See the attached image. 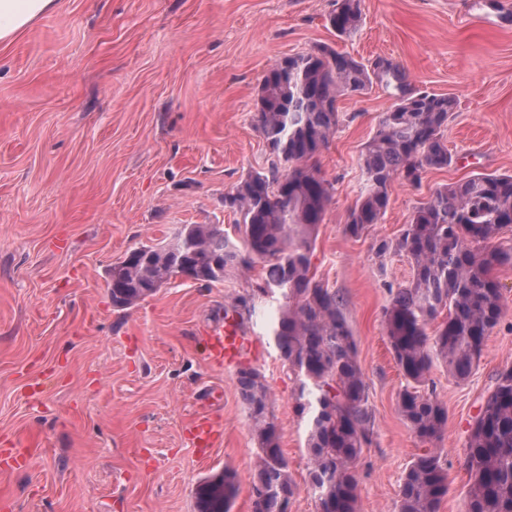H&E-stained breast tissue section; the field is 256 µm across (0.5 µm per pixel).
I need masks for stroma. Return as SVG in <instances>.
<instances>
[{"label":"stroma","mask_w":512,"mask_h":512,"mask_svg":"<svg viewBox=\"0 0 512 512\" xmlns=\"http://www.w3.org/2000/svg\"><path fill=\"white\" fill-rule=\"evenodd\" d=\"M333 0H56L0 43V449L28 446L21 470L0 469L4 512H194L198 482L224 469L251 512L257 460L236 377L256 368L269 386L281 447L298 490L289 512H315L296 383L274 347L273 307L241 328L248 355L212 362L211 327L250 279L203 288L171 279L113 308L108 272L128 251L171 241L187 224L238 238L224 195L272 157L252 123L272 63L327 43L360 61L390 59L417 87L454 97L444 137L454 157L419 187L395 182L380 224L343 232L364 182L361 151L392 104L381 85L339 97L342 124L320 157L334 192L311 257L336 289L357 345L374 417L357 465L360 512H396L401 477L422 445L397 411L405 380L382 317L388 284L409 280L406 257L379 260L439 186L472 174H512V0H361L363 21L337 37ZM504 313L463 382L436 366L448 410L441 446L448 495L462 512L464 444L494 375L512 367V266L496 269ZM223 439L189 443L195 414Z\"/></svg>","instance_id":"1"}]
</instances>
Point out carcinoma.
I'll return each mask as SVG.
<instances>
[{"instance_id":"1","label":"carcinoma","mask_w":512,"mask_h":512,"mask_svg":"<svg viewBox=\"0 0 512 512\" xmlns=\"http://www.w3.org/2000/svg\"><path fill=\"white\" fill-rule=\"evenodd\" d=\"M362 22L360 0H334L329 24L338 36ZM379 81L394 98L378 117L361 154L365 184L350 208L344 232L359 238L384 217L391 186L421 184L429 169L450 167L444 139L455 100L409 82L397 63L365 64L328 44L276 61L254 102V127L273 155L265 171H252L224 194L237 216L242 241L218 224H190L172 252L142 246L109 272L112 306L124 310L152 296L171 277L193 272L203 287L231 274L262 273L231 298L224 314L241 325L258 301L277 303L275 346L299 382L295 412L307 418L308 489L321 512H358L357 462L372 443L373 412L357 359L356 342L335 289L314 279L310 255L333 198L319 157L342 116L338 97L362 94ZM512 174L478 173L436 190L415 208L401 234L374 241L378 258L405 256L410 280L388 285L383 323L406 385L397 410L427 448L415 455L400 485L397 512H440L448 471L439 447L448 421L430 388L436 363L457 381L478 366L504 309L494 276L512 266ZM237 389L258 445L251 483L252 512H288L296 492L280 445L272 397L258 369L238 371ZM470 475L464 512H512V367L495 374L472 417L464 448ZM239 486L226 470L199 481L195 512H232Z\"/></svg>"}]
</instances>
